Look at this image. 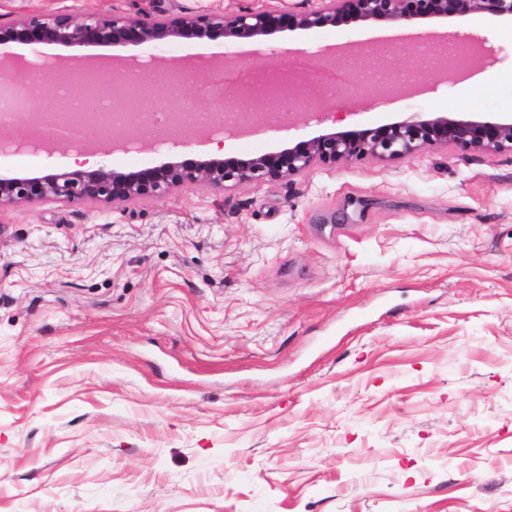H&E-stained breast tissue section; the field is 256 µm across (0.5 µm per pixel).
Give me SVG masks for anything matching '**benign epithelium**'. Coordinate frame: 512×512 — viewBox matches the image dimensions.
<instances>
[{
  "mask_svg": "<svg viewBox=\"0 0 512 512\" xmlns=\"http://www.w3.org/2000/svg\"><path fill=\"white\" fill-rule=\"evenodd\" d=\"M484 14L512 20V0H321L310 11L293 13L277 8L242 11L236 14H183L178 17L132 19L120 14L22 12L0 23V46L7 43L44 45L71 51L66 64L55 70H40L38 81L52 87L63 82L79 62L116 63L113 80L120 82L135 63L120 55L88 56L83 50L98 46H138L144 43L171 45L183 39L244 38L260 41L282 31L334 27L344 20L412 23L422 20L463 18ZM438 69L421 82L381 86L383 97L415 96L427 92L434 82L448 81L479 67L480 49H468L464 59L440 56ZM29 71L25 56L0 52V92H24ZM301 81H269L246 100L250 111L263 113L282 98L298 102L303 95ZM62 141L107 156L124 150L128 139L110 144L87 142L79 136L55 134L47 140L16 142L15 148L29 146L48 154ZM452 147L464 155L484 151H512V119L503 122L478 121L451 114L412 117L374 128L328 132L277 152L252 158L209 157L147 166L120 172L106 165L92 170L48 173L43 176L0 177V213L19 204L57 201L67 204L98 202L122 204L137 199L161 198L177 189L226 190L247 182L278 181L299 176L316 163L336 165L367 156L391 161L410 157L425 148Z\"/></svg>",
  "mask_w": 512,
  "mask_h": 512,
  "instance_id": "benign-epithelium-1",
  "label": "benign epithelium"
}]
</instances>
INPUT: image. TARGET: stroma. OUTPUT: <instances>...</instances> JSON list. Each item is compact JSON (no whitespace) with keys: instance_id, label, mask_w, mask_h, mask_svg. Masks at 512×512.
Listing matches in <instances>:
<instances>
[{"instance_id":"stroma-1","label":"stroma","mask_w":512,"mask_h":512,"mask_svg":"<svg viewBox=\"0 0 512 512\" xmlns=\"http://www.w3.org/2000/svg\"><path fill=\"white\" fill-rule=\"evenodd\" d=\"M261 0H0L20 10L131 18L236 13ZM483 15L449 21L482 41L496 83L385 99L372 71L249 138L138 147L119 171L256 157L326 131L453 113L512 116V39ZM415 24L386 72L435 70ZM374 24L240 45L167 47L239 72L314 69ZM154 45L129 46L140 81L221 120L247 106L208 73L162 84ZM81 150L0 148V174L81 169ZM0 512H512V152L435 147L313 165L281 181L188 188L120 205L43 201L0 216Z\"/></svg>"}]
</instances>
